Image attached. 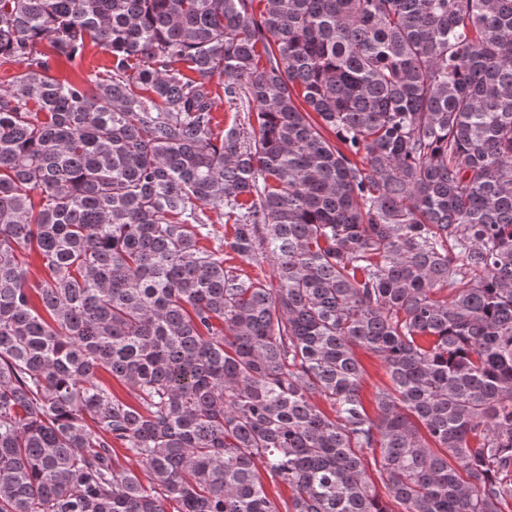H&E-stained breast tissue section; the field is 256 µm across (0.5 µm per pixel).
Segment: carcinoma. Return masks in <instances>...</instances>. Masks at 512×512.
Listing matches in <instances>:
<instances>
[{
    "instance_id": "cac0c4a2",
    "label": "carcinoma",
    "mask_w": 512,
    "mask_h": 512,
    "mask_svg": "<svg viewBox=\"0 0 512 512\" xmlns=\"http://www.w3.org/2000/svg\"><path fill=\"white\" fill-rule=\"evenodd\" d=\"M2 60L0 512L512 507V0H0ZM110 59L105 51L89 45L80 57L55 55L52 59L51 73L61 81L86 78L95 72L102 74L110 69ZM214 88L216 89L214 113L219 121V129L224 131V128L228 126L244 123V113L241 109L240 112H234V110L229 109L228 104L225 102L223 85H218V82H216ZM357 355L366 370L365 380L363 383V397L367 406L372 397V393L377 386L387 383V376L379 359L368 352L357 350Z\"/></svg>"
}]
</instances>
